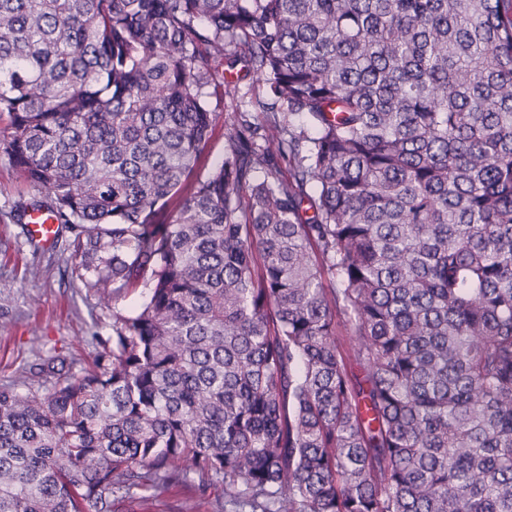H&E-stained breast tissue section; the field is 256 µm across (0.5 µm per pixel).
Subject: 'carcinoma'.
<instances>
[{
  "label": "carcinoma",
  "mask_w": 512,
  "mask_h": 512,
  "mask_svg": "<svg viewBox=\"0 0 512 512\" xmlns=\"http://www.w3.org/2000/svg\"><path fill=\"white\" fill-rule=\"evenodd\" d=\"M3 117L147 298L0 385V512H512V0H0ZM210 108L219 112L216 121V127L210 139L207 149L204 151L201 163L197 169V174L200 176L205 175L216 165L220 164L224 159V142L225 134L228 132L226 126V118L231 112V103L229 97L208 98ZM168 501L174 503L186 502L189 505L201 504L196 512H209L208 502H213L217 498L224 499V483L214 482L206 490L205 494H201L193 487L185 484H175L169 487L165 494Z\"/></svg>",
  "instance_id": "1"
}]
</instances>
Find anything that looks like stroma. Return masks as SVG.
Masks as SVG:
<instances>
[{
    "label": "stroma",
    "mask_w": 512,
    "mask_h": 512,
    "mask_svg": "<svg viewBox=\"0 0 512 512\" xmlns=\"http://www.w3.org/2000/svg\"><path fill=\"white\" fill-rule=\"evenodd\" d=\"M32 195L0 151V385L22 384L25 367L58 353L89 359L92 333L111 331L113 310L67 277L69 252L27 244L15 205Z\"/></svg>",
    "instance_id": "stroma-1"
}]
</instances>
